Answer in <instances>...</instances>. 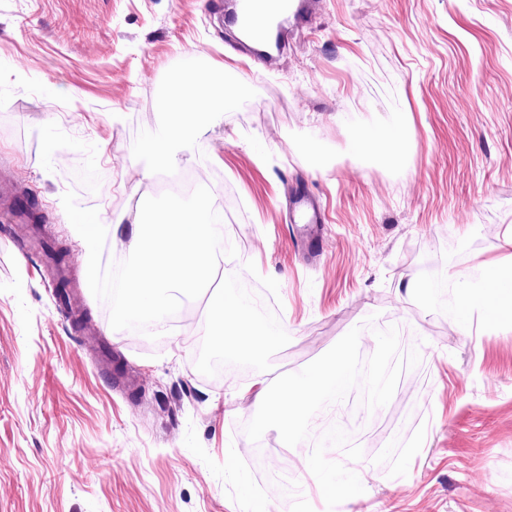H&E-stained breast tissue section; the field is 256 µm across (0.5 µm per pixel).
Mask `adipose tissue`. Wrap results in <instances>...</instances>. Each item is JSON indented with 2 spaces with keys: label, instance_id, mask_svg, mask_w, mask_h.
I'll list each match as a JSON object with an SVG mask.
<instances>
[{
  "label": "adipose tissue",
  "instance_id": "ef3b65f1",
  "mask_svg": "<svg viewBox=\"0 0 512 512\" xmlns=\"http://www.w3.org/2000/svg\"><path fill=\"white\" fill-rule=\"evenodd\" d=\"M177 91L178 100L160 99L159 109L167 114L168 119L145 138L140 148L145 176H152L157 169L169 165L176 150L191 144L200 124L213 121L222 114L228 98L224 70L210 62L206 63L204 73L192 75L188 80H178ZM209 312L224 347L225 360L256 355L257 345L250 338L253 330L250 316L231 291L213 296L209 301ZM349 363V357L343 356L332 369L306 370L290 381L276 397L271 395L266 385H259L257 401L264 405L270 399H277L282 408L280 421L286 430L313 427L311 404L328 392H342L348 378Z\"/></svg>",
  "mask_w": 512,
  "mask_h": 512
}]
</instances>
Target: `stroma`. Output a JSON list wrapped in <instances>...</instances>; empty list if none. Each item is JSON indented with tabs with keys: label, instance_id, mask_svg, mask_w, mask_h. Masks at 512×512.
Masks as SVG:
<instances>
[{
	"label": "stroma",
	"instance_id": "obj_1",
	"mask_svg": "<svg viewBox=\"0 0 512 512\" xmlns=\"http://www.w3.org/2000/svg\"><path fill=\"white\" fill-rule=\"evenodd\" d=\"M207 0H0V171L81 297L71 314L0 223V512H316L261 493L243 451L270 448L304 471L299 433L255 405L258 373L279 388L383 333L401 338L384 388L391 417L368 472L332 512H512V0H315L282 24L285 48L258 69ZM222 64L241 92L197 133L193 153L144 177L139 146L165 122L157 101L181 57ZM411 117L405 159L354 157L365 132ZM205 172L238 253L217 285L248 276L273 301L277 342L221 379L196 364L212 335L192 324L151 339L113 334L88 286L84 241L61 197L99 212L113 249L145 198ZM316 195L319 265L293 246L285 195ZM436 276L496 273L499 292L453 313L415 298Z\"/></svg>",
	"mask_w": 512,
	"mask_h": 512
}]
</instances>
